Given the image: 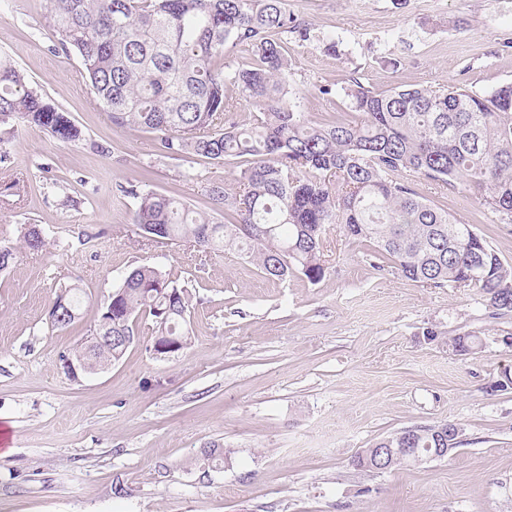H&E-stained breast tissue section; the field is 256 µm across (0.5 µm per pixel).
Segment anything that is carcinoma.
<instances>
[{"label": "carcinoma", "mask_w": 512, "mask_h": 512, "mask_svg": "<svg viewBox=\"0 0 512 512\" xmlns=\"http://www.w3.org/2000/svg\"><path fill=\"white\" fill-rule=\"evenodd\" d=\"M52 37L82 58L91 94L112 124L156 134L160 150L236 168V187H211L206 211L154 191L138 199L132 223L155 243L186 241L201 252L237 249L260 271L284 280L298 273L320 281L327 266L328 224L372 246L371 265L441 287L475 290L502 313L512 312V266L473 225L461 224L404 180L413 171L448 186L477 190L493 211L512 221V84L489 95L448 88L365 89L357 78L344 88L353 120L307 124L289 96L291 60L279 35L298 40L308 29L281 0H45ZM250 50L253 62L234 66L231 51ZM237 86L257 115L237 121ZM20 120L52 136L80 140L69 113L27 86L23 73L0 61V122ZM224 214L219 222L215 214ZM31 250L42 232L23 234ZM67 308L52 325L79 319L82 289L72 285ZM186 289L170 274L140 265L103 303L94 330L112 340L76 347L64 360L108 366L137 340V321L150 315L191 343ZM448 424L400 429L375 442L395 448L404 433L416 448L437 447Z\"/></svg>", "instance_id": "carcinoma-1"}]
</instances>
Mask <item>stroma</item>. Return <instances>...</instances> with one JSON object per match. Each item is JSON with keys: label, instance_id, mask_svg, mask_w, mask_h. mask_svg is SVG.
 <instances>
[{"label": "stroma", "instance_id": "1", "mask_svg": "<svg viewBox=\"0 0 512 512\" xmlns=\"http://www.w3.org/2000/svg\"><path fill=\"white\" fill-rule=\"evenodd\" d=\"M282 3L310 31L285 42L307 121L347 113L340 90L356 75L375 92L512 82V0ZM0 58L82 132L69 143L0 123V243L18 246L28 224L46 240L0 271V512H512V388L498 387L512 375V312L374 269L367 245L336 224L316 283L268 279L233 250L148 241L129 186L198 209L212 184L233 185V167L187 163L155 134L113 125L80 57L56 47L43 0H0ZM327 85L336 97L321 94ZM406 179L512 264V224L477 191ZM142 264L187 289L191 344L154 355L146 317L118 363L69 377L64 356ZM71 284L84 304L59 329L48 311ZM467 333L481 348L453 350ZM448 422L462 433L446 457L388 471L355 463L391 432ZM213 444L223 464L207 458Z\"/></svg>", "mask_w": 512, "mask_h": 512}]
</instances>
